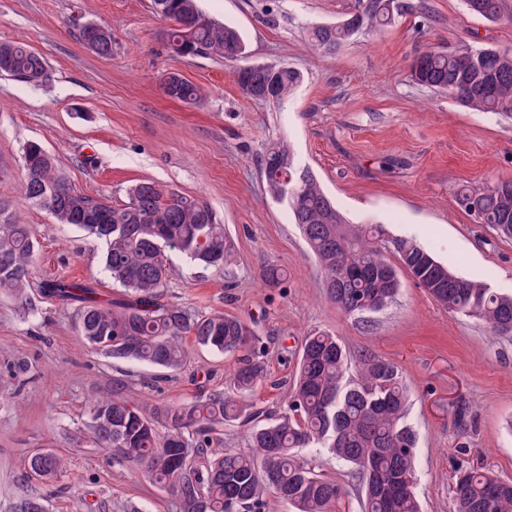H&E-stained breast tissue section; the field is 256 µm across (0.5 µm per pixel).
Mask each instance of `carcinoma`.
Here are the masks:
<instances>
[{
    "instance_id": "carcinoma-1",
    "label": "carcinoma",
    "mask_w": 512,
    "mask_h": 512,
    "mask_svg": "<svg viewBox=\"0 0 512 512\" xmlns=\"http://www.w3.org/2000/svg\"><path fill=\"white\" fill-rule=\"evenodd\" d=\"M152 9L171 22L163 33L178 57H209L238 63L236 84L256 103L282 104L303 75L288 64H242L245 46L239 31L206 18L198 0H151ZM470 14L489 22L500 18L501 0H465ZM403 0H356L339 22L316 25L306 38L313 50L330 55L358 36L395 23ZM79 38L100 56L112 55V29L98 22L79 28ZM0 75L40 85L51 73L44 57L20 41L0 42ZM414 82L444 92L479 112L512 115V49L427 47L411 66ZM164 94L183 103L199 102V86L169 73ZM23 199L47 210L60 224L72 225L97 241L103 269L124 288L121 298L102 301L90 284L55 280L41 294L77 304V330L94 352L176 372L188 352L184 339L213 352L242 353L233 387L214 390L190 404L151 406L116 383L91 405L86 430L73 434L119 462L143 470L180 503L182 512H268L267 495L295 512H332L343 488L315 471L303 452L323 448L363 482V512H422L416 493L417 436L408 423V391L399 369L377 357L352 365L331 332L305 337L289 393L287 410L255 425L248 450L224 454L212 449L214 434L248 411L246 397L263 377L257 338L241 318L223 313L199 316L165 300L170 253L187 256L199 277L227 269L234 245L224 224L201 198L186 197L145 180L127 200L75 190L55 155L41 143L22 148ZM267 194L285 201L319 267L327 300L354 316L379 311L399 290L398 271H406L439 305L512 336V293L455 276L429 251L403 238H387L379 225L349 223L324 194L316 177L300 167L290 147L269 143L261 158ZM458 204L479 224L512 239V179L482 188H464ZM39 242L34 231L13 219L10 203L0 200V292L29 300ZM30 474L52 479L66 474V462L53 449L26 461ZM455 512H512V481L480 469L457 473L450 486Z\"/></svg>"
}]
</instances>
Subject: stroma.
I'll use <instances>...</instances> for the list:
<instances>
[{"label": "stroma", "instance_id": "stroma-1", "mask_svg": "<svg viewBox=\"0 0 512 512\" xmlns=\"http://www.w3.org/2000/svg\"><path fill=\"white\" fill-rule=\"evenodd\" d=\"M409 2L393 26L329 56L311 49L305 31L342 19L354 0H198L208 18L238 29L249 62L302 72L288 103L259 105L239 91L233 65L168 53V23L151 0H0V41L28 44L51 72L41 86L0 76V199L40 243L32 306L0 294V512L39 496L46 512H181L141 470L71 435L114 382L152 405L187 404L228 388L237 369L234 355L193 345L186 366L168 373L83 343L75 306L44 299L40 285L83 279L109 297L112 281L96 243L21 198L20 149L29 140L53 152L82 193L118 204L152 180L216 210L235 246L229 272L200 280L186 258L173 257L165 298L250 324L265 370L247 398L254 408L283 411L304 337L327 330L354 358L398 367L417 432L423 512H454L449 485L460 468L512 480V340L448 313L405 273L381 311L342 314L326 301L287 204L270 198L260 174L266 143L287 142L350 223L382 225L452 274L512 292V240L456 201L463 186L512 179V116L471 110L411 78L414 56L429 45L512 48V0H501L494 23L470 15L462 0ZM85 22L111 27V56L79 40ZM171 71L202 89L201 105L164 95ZM268 262L286 271L278 285L261 280ZM47 446L68 461L67 477L52 487L24 469L28 452ZM312 464L344 489L334 512H362L344 463L323 452Z\"/></svg>", "mask_w": 512, "mask_h": 512}]
</instances>
